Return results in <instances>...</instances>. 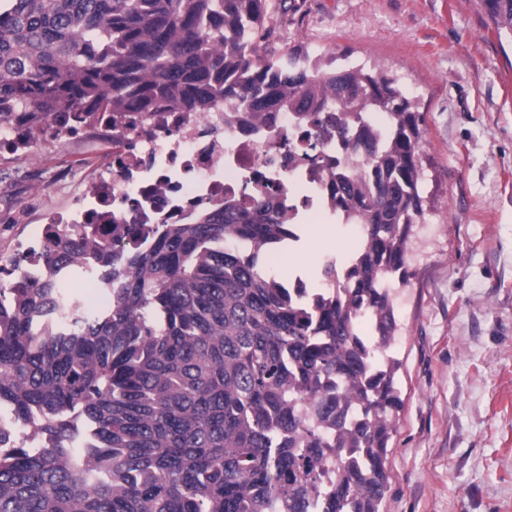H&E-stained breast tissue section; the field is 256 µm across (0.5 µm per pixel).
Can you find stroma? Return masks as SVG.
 <instances>
[{
    "instance_id": "stroma-1",
    "label": "stroma",
    "mask_w": 512,
    "mask_h": 512,
    "mask_svg": "<svg viewBox=\"0 0 512 512\" xmlns=\"http://www.w3.org/2000/svg\"><path fill=\"white\" fill-rule=\"evenodd\" d=\"M269 58L311 54L375 61L403 77L423 116L425 223L410 277L392 293L404 402L388 448L383 512H512V42L474 0H269ZM111 143L39 141L0 154V257L31 224L69 208ZM265 256L285 282L320 287L327 257L361 233L328 225L314 247Z\"/></svg>"
}]
</instances>
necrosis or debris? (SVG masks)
<instances>
[{"mask_svg": "<svg viewBox=\"0 0 512 512\" xmlns=\"http://www.w3.org/2000/svg\"><path fill=\"white\" fill-rule=\"evenodd\" d=\"M378 110L372 99L360 98L325 121L315 145L304 139L306 121L296 113L257 119L232 104L198 116L162 104L150 112H96L63 128L48 118L43 127L51 135L78 139L96 129L112 140L111 168L90 183L78 209L54 222L105 224L118 215L126 224H181L224 200L245 206L254 194L278 187L284 221L301 236L305 224L332 221L345 211L336 201L333 175L353 168L356 156L337 137V123L354 133L365 123L382 131ZM48 233L46 225L30 227V245L10 263L13 283L41 278Z\"/></svg>", "mask_w": 512, "mask_h": 512, "instance_id": "obj_1", "label": "necrosis or debris"}]
</instances>
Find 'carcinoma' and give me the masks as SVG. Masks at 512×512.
I'll return each instance as SVG.
<instances>
[{
  "mask_svg": "<svg viewBox=\"0 0 512 512\" xmlns=\"http://www.w3.org/2000/svg\"><path fill=\"white\" fill-rule=\"evenodd\" d=\"M512 40V0H478ZM266 0H0V116L31 132L71 112L312 116L378 99L390 146L353 143L336 176L362 241L343 281L296 296L261 257L288 244L282 202L227 200L184 224L50 230L43 275L0 278V405L38 449L0 432V512H381L403 400L390 289L404 284L420 192L422 118L375 66L266 58ZM153 234L151 250L138 240ZM109 308L60 318L53 285L87 250ZM83 448L71 447L83 430Z\"/></svg>",
  "mask_w": 512,
  "mask_h": 512,
  "instance_id": "1",
  "label": "carcinoma"
}]
</instances>
